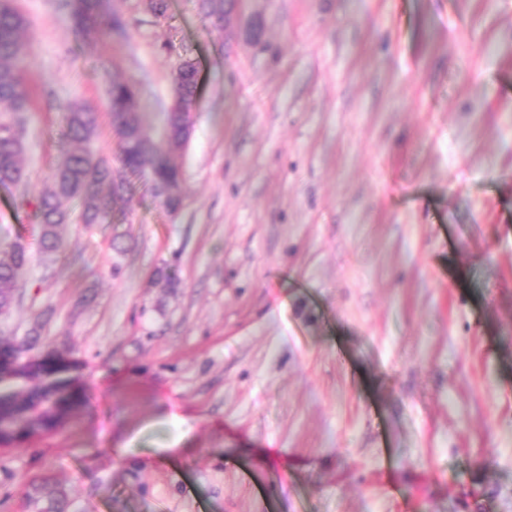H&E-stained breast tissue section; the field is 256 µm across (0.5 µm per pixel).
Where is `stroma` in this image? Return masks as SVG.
I'll list each match as a JSON object with an SVG mask.
<instances>
[{"mask_svg": "<svg viewBox=\"0 0 512 512\" xmlns=\"http://www.w3.org/2000/svg\"><path fill=\"white\" fill-rule=\"evenodd\" d=\"M46 189L60 102L108 74L156 134L186 47L200 91L176 158L122 224L58 226L0 340L61 356L87 402L0 444V512H512V0H242L219 37L194 0L71 49L59 0H15ZM38 236L0 185V243Z\"/></svg>", "mask_w": 512, "mask_h": 512, "instance_id": "stroma-1", "label": "stroma"}]
</instances>
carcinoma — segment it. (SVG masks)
<instances>
[{
    "label": "carcinoma",
    "instance_id": "carcinoma-1",
    "mask_svg": "<svg viewBox=\"0 0 512 512\" xmlns=\"http://www.w3.org/2000/svg\"><path fill=\"white\" fill-rule=\"evenodd\" d=\"M69 9L72 39L85 49L91 38L123 28L122 22L104 18L99 0H61ZM198 10L212 31H224V0H198ZM29 30L27 18L13 0H0V184L28 185L21 159L25 140L16 137L15 128L22 127L19 115L29 111L30 94L22 76L20 48ZM194 62L183 60L174 73L178 101L173 114L166 117L163 137L151 139L145 133L144 113L139 111V92L135 83L112 76L108 90V107L112 125L122 143L121 164L112 165L90 146L96 131V113L77 101L59 103L66 112V139L70 147L51 176V187L37 196L25 197L35 208L41 225L40 251L57 252L61 243L56 228L71 219L69 205L80 206L79 217L85 224H120L122 203L130 192L128 175L148 177L155 198L168 210L181 201L182 171L173 157L184 152L182 139L186 122L197 99ZM31 263L28 245L16 240L0 248V313L9 310L15 299L18 278ZM81 396L71 390L58 372H45L41 383L28 389L15 381L0 383V425L16 432L9 442H19L35 429L53 428V412L58 407L69 409L81 405Z\"/></svg>",
    "mask_w": 512,
    "mask_h": 512
}]
</instances>
